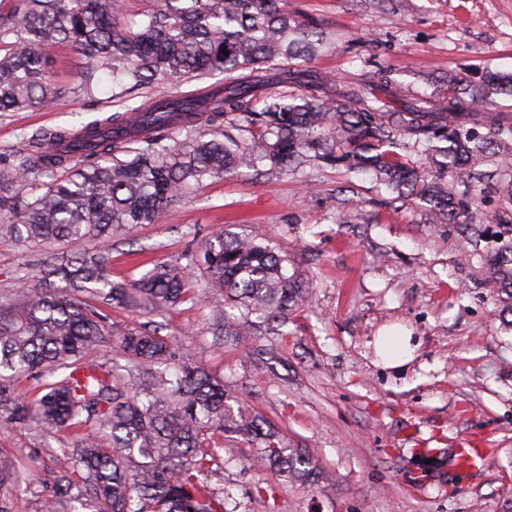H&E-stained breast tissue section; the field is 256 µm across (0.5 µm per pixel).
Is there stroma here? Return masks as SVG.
<instances>
[{"label":"stroma","mask_w":512,"mask_h":512,"mask_svg":"<svg viewBox=\"0 0 512 512\" xmlns=\"http://www.w3.org/2000/svg\"><path fill=\"white\" fill-rule=\"evenodd\" d=\"M289 2L333 35L334 51L305 66L336 81L381 65L407 99L440 90L451 70L512 73V0ZM49 58L59 99L0 114L1 159L40 129L123 108L107 76L93 97L77 92L86 63L70 48L54 47ZM227 224L264 234L288 256L312 291L309 304L283 326L272 354L215 345L208 310L188 303L166 314L168 332L190 363L223 375L230 399L309 451L323 474L316 485L266 476L251 462V443L229 439L212 477L228 493L227 512H512V314L484 274L496 225H485L476 245L460 225L432 223L365 174L245 169L176 203L163 223L114 235L113 277H140ZM71 248L0 244V297ZM392 325L414 350L400 369L374 351ZM464 438L487 455L478 468L457 465ZM66 446L37 424L0 417V465H28L0 490L8 512H43L56 472L71 465Z\"/></svg>","instance_id":"stroma-1"}]
</instances>
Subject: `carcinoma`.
<instances>
[{
	"label": "carcinoma",
	"instance_id": "obj_1",
	"mask_svg": "<svg viewBox=\"0 0 512 512\" xmlns=\"http://www.w3.org/2000/svg\"><path fill=\"white\" fill-rule=\"evenodd\" d=\"M0 16V112L40 111L57 100L46 52L66 45L88 63L77 90L94 92L102 71L135 102L74 129L38 131L20 141L16 164H0V242L90 243L46 263L37 283L0 305L1 383L40 379L14 400L10 420H37L69 437L72 468L58 472L50 508L73 512H226L211 484L224 440L244 437L254 462L275 477L316 482L313 458L291 447L256 413L227 404L224 378L191 366L167 325L109 322L112 307L161 315L183 303L211 312L217 335L250 348L307 301L265 236L229 227L186 264L157 263L138 279L114 281L112 236L160 223L208 182L267 164L285 173L305 165L370 172L394 199L419 201L431 219L504 225L486 264L502 308L512 312V210L474 209L465 183L500 170L512 203V74L473 81L448 74L441 96L393 106L397 90L379 68L331 82L299 60L333 43L304 23L288 0H156L138 22L121 19V0H14ZM224 75L193 90L182 82ZM169 85L164 96L142 91ZM424 148L429 166L399 153ZM36 190L18 202L22 189ZM113 347L108 362L89 356Z\"/></svg>",
	"mask_w": 512,
	"mask_h": 512
}]
</instances>
